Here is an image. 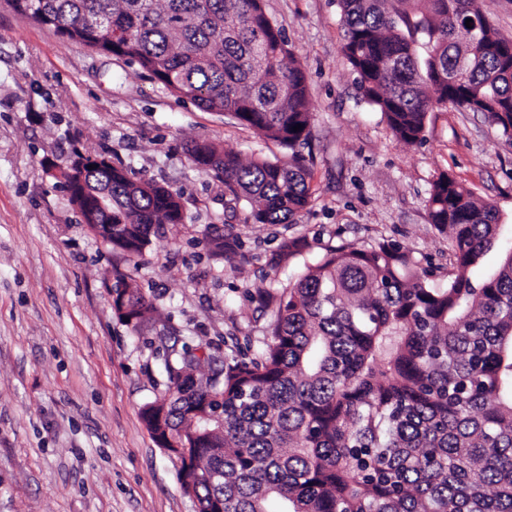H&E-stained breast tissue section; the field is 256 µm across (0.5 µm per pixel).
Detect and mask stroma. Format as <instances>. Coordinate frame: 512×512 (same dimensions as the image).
I'll use <instances>...</instances> for the list:
<instances>
[{
	"label": "stroma",
	"instance_id": "stroma-1",
	"mask_svg": "<svg viewBox=\"0 0 512 512\" xmlns=\"http://www.w3.org/2000/svg\"><path fill=\"white\" fill-rule=\"evenodd\" d=\"M263 7L307 73L314 114L312 202L291 224L244 223L186 154L195 140L245 161L282 156L279 145L0 5V512H197L180 459L141 418L166 390L157 347L256 354L274 313L247 290L296 280L330 243L396 242L446 286L448 236L426 207L440 174L493 203L512 243V144L496 127L443 108L421 143L400 141L356 87L336 0ZM77 151L179 192L183 223L140 254L113 251L46 169ZM218 234L240 247L215 262ZM293 237L305 253L278 260ZM120 273L153 302L137 333L112 309Z\"/></svg>",
	"mask_w": 512,
	"mask_h": 512
}]
</instances>
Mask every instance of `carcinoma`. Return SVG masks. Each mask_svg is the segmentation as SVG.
I'll return each mask as SVG.
<instances>
[{
  "instance_id": "1",
  "label": "carcinoma",
  "mask_w": 512,
  "mask_h": 512,
  "mask_svg": "<svg viewBox=\"0 0 512 512\" xmlns=\"http://www.w3.org/2000/svg\"><path fill=\"white\" fill-rule=\"evenodd\" d=\"M6 2L286 149L244 163L206 140L188 147L245 204L244 223L290 224L308 207L306 72L262 0ZM336 2L356 84L395 137L422 142L427 114L449 104L512 143V41L494 32L487 0ZM70 171L71 202L86 189L107 197L83 216L112 225L114 250L139 254L183 221L178 193L123 166L74 159ZM427 211L448 234L447 287L427 285L396 243L327 244L278 294H250L276 305L257 355L213 357L207 377L188 344L161 356L167 392L142 417L160 447H188L180 480L198 512H512V248L475 275L498 248L499 211L448 174ZM233 247L215 236L210 255ZM112 293L138 330L153 304L123 274Z\"/></svg>"
}]
</instances>
